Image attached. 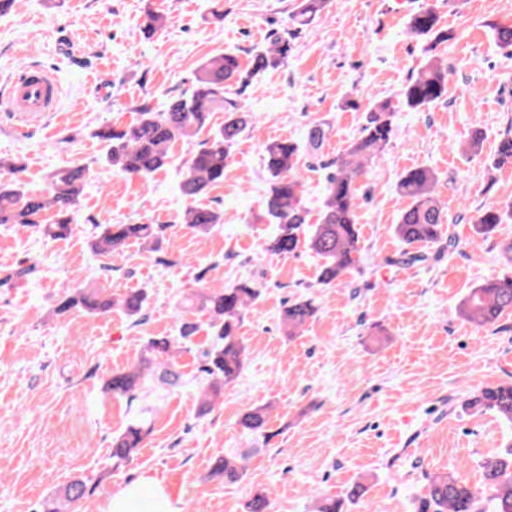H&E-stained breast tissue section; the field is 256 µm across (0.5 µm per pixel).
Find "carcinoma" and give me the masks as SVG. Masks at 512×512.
I'll return each mask as SVG.
<instances>
[{
  "label": "carcinoma",
  "mask_w": 512,
  "mask_h": 512,
  "mask_svg": "<svg viewBox=\"0 0 512 512\" xmlns=\"http://www.w3.org/2000/svg\"><path fill=\"white\" fill-rule=\"evenodd\" d=\"M327 0H299L292 14V23L306 26L324 12ZM407 31L423 42L426 58L402 89L397 104L376 101L368 106L369 116L362 134L349 149L336 158V169L326 179L325 196L316 221L303 201L301 177L302 157L321 149L329 130L321 124L312 126L307 143L281 139L264 146V167L269 187L262 198L257 222L276 226V231L263 243V251L272 256H285L301 248L312 251L320 260L318 284L331 287L361 262L359 228L355 216L358 207L357 180L365 172V163L382 152L394 133V113L422 112L429 105L448 96V67L444 66L436 48L453 38L439 26L437 14L421 8L409 16ZM287 32L275 36L268 46L256 51L248 66H243L235 53H224L204 62L195 75L190 94L170 99L162 112L143 104L138 117L118 127L105 125L94 137L107 147L106 158L118 172L128 177L148 179L168 164L172 145L191 138L209 125L211 113L224 111V124L194 153L188 161L180 189L193 201L210 188L224 183L229 174V162L240 138L252 123L238 97L253 82L276 71L287 61L291 42ZM512 164V134L504 133L499 140L491 167L498 169ZM13 175L9 186L0 185V224H25L45 238H63L71 232V217L84 185V169L58 168L47 176V192L31 196L25 192L19 174L23 167L13 161H0ZM437 176L428 168L405 173L398 182L399 193L410 201L397 222L394 235L406 246L436 242L444 234L447 213L436 191ZM54 214L51 224L38 223L41 213ZM512 217V204L500 207L488 204L471 218L472 243L491 238L500 224ZM182 223L194 233L208 234L224 223L222 213L193 204L187 206ZM163 224H101L92 242L93 252L106 257L123 252L131 242H138L145 252H157L164 242ZM199 288L193 295L196 308L206 317L212 342L201 353L199 372L206 380L198 401L201 415L210 413L224 388L240 376L246 364V347L239 330L247 309L261 296L259 289L246 280L228 285L207 286L203 275L197 276ZM148 293L144 289L129 292L120 298L106 294L105 289L89 291L63 290L56 313L81 308L89 313L104 315L112 309L123 310L139 320L145 317ZM317 307L310 299L288 302L282 325L288 336L300 334L316 315ZM512 312V277L488 280L466 294L459 313L478 327L492 326L503 315ZM198 323L182 320L177 338L151 337L147 340L139 363L123 371H115L105 382V389L128 404L138 403V412L119 434L112 437V463L120 466L137 455L149 429L144 415L152 411L143 395L156 387L182 384L178 369L180 349L177 341L187 344L197 332ZM466 409L489 412L512 426V383L486 386L464 404ZM273 405L252 407L243 413L239 425L251 448L227 451L212 463L209 477L226 484L240 482L246 475L248 456L258 452L275 436L270 430ZM484 490L479 492L452 473L427 477L425 493L417 512H512V443L504 452L484 458L480 464ZM93 494V488L81 480L68 483L52 501L42 505V512H70L82 508ZM270 492L256 494L246 505L245 512H270Z\"/></svg>",
  "instance_id": "cac0c4a2"
}]
</instances>
